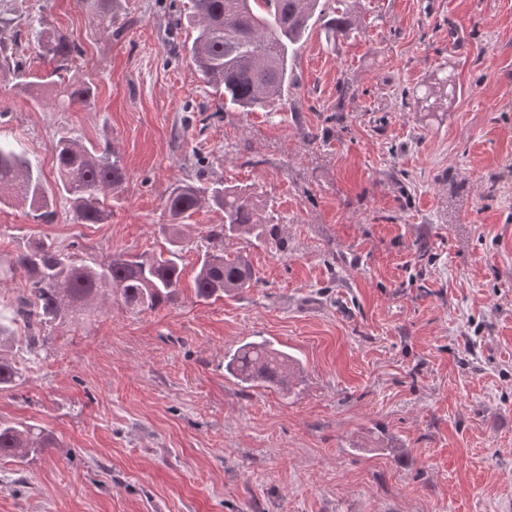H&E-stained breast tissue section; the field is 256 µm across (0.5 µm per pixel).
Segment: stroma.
Here are the masks:
<instances>
[{
    "instance_id": "35a3bbf8",
    "label": "stroma",
    "mask_w": 512,
    "mask_h": 512,
    "mask_svg": "<svg viewBox=\"0 0 512 512\" xmlns=\"http://www.w3.org/2000/svg\"><path fill=\"white\" fill-rule=\"evenodd\" d=\"M11 9L78 40L95 102L61 112L0 73V136L56 212L0 203L1 244L157 251L168 193L200 178L250 186L288 249L225 241L259 282L198 299L200 244L224 221L206 206L182 228L173 303L102 304L35 354L6 338L22 377L0 420L56 445L0 459V512H512V0H358L361 30L313 24L269 112L223 110L185 50L190 0H122L117 33L84 0ZM447 74L448 99L416 103ZM65 129L122 157L106 223H75L57 192ZM255 336L301 360L289 396L225 373Z\"/></svg>"
}]
</instances>
